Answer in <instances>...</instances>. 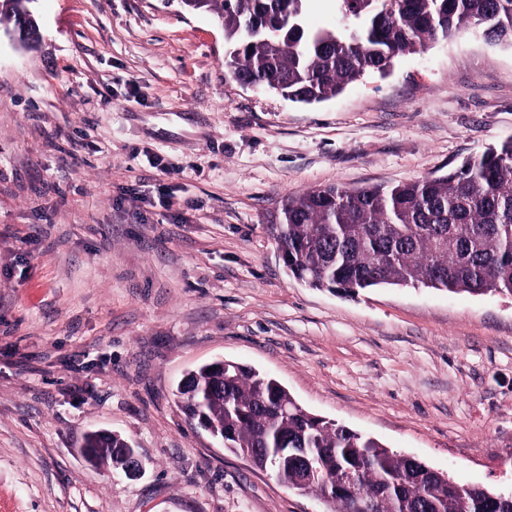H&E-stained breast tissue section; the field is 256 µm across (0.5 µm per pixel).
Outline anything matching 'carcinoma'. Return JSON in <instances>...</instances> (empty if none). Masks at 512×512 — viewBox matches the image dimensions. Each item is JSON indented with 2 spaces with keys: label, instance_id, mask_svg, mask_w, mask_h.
<instances>
[{
  "label": "carcinoma",
  "instance_id": "obj_1",
  "mask_svg": "<svg viewBox=\"0 0 512 512\" xmlns=\"http://www.w3.org/2000/svg\"><path fill=\"white\" fill-rule=\"evenodd\" d=\"M28 0H0V21L15 18L36 35ZM306 0H184L224 25V68L293 102L318 103L365 74L389 73L395 59L475 27L512 47V0H337L336 31L302 25ZM288 269L312 288L421 283L470 294L512 296V139L486 148L448 173L394 186H328L290 197L276 233ZM203 364L177 385L188 417L204 416L232 453L271 468L272 448H312L316 472L279 478L311 493L330 512H512V496L448 485L379 441L303 408L276 378L226 361ZM91 462L124 469L125 440L93 432Z\"/></svg>",
  "mask_w": 512,
  "mask_h": 512
}]
</instances>
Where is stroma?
I'll use <instances>...</instances> for the list:
<instances>
[{
  "label": "stroma",
  "mask_w": 512,
  "mask_h": 512,
  "mask_svg": "<svg viewBox=\"0 0 512 512\" xmlns=\"http://www.w3.org/2000/svg\"><path fill=\"white\" fill-rule=\"evenodd\" d=\"M30 10L31 46L0 26V512H324L188 421L178 383L222 358L511 494L512 296L311 288L274 229L288 197L512 138V49L475 31L305 105L227 74L221 21L183 0ZM97 430L144 472L91 465Z\"/></svg>",
  "instance_id": "obj_1"
}]
</instances>
